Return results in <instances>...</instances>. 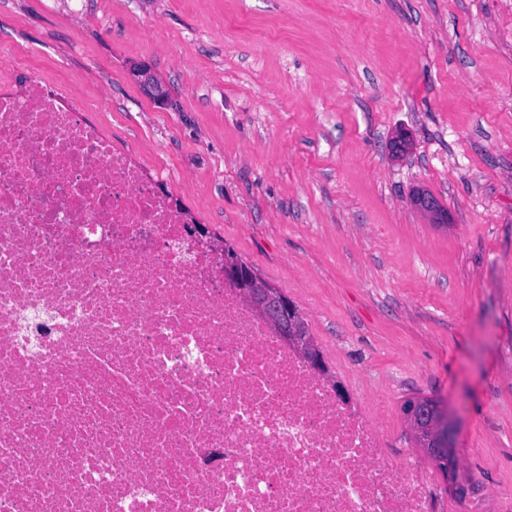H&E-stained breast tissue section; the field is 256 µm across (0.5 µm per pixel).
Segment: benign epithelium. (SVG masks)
<instances>
[{"instance_id":"obj_1","label":"benign epithelium","mask_w":512,"mask_h":512,"mask_svg":"<svg viewBox=\"0 0 512 512\" xmlns=\"http://www.w3.org/2000/svg\"><path fill=\"white\" fill-rule=\"evenodd\" d=\"M143 85L158 99L167 96L163 85L147 69L137 70ZM224 279L237 288L246 303L272 327L285 344L295 348L315 370L328 374L320 351L314 341L303 334L300 319L292 301L279 289L260 279L253 270L247 272L243 264L224 256ZM406 417L417 447L428 457H439L454 447L453 423L438 419L429 397H415L406 406Z\"/></svg>"}]
</instances>
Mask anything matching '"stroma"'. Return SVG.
Here are the masks:
<instances>
[{"label": "stroma", "instance_id": "1", "mask_svg": "<svg viewBox=\"0 0 512 512\" xmlns=\"http://www.w3.org/2000/svg\"><path fill=\"white\" fill-rule=\"evenodd\" d=\"M25 60L290 298L390 455L429 465L404 404L439 400L449 506L512 512V0H0Z\"/></svg>", "mask_w": 512, "mask_h": 512}]
</instances>
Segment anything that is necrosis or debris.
Segmentation results:
<instances>
[{
    "mask_svg": "<svg viewBox=\"0 0 512 512\" xmlns=\"http://www.w3.org/2000/svg\"><path fill=\"white\" fill-rule=\"evenodd\" d=\"M0 512H439L35 68L0 70Z\"/></svg>",
    "mask_w": 512,
    "mask_h": 512,
    "instance_id": "4bbe7bcc",
    "label": "necrosis or debris"
}]
</instances>
